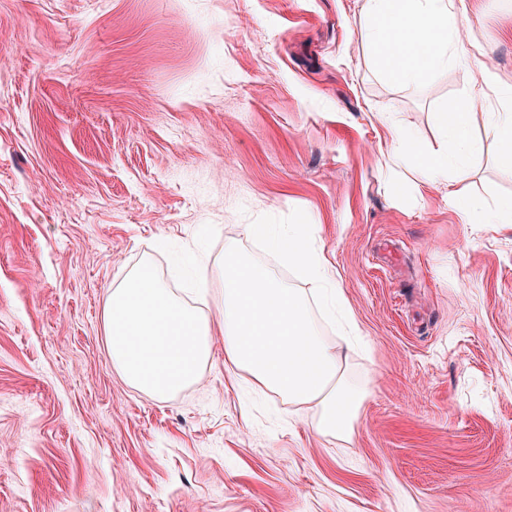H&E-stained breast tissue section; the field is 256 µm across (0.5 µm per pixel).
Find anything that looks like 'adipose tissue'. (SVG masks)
<instances>
[{
  "mask_svg": "<svg viewBox=\"0 0 512 512\" xmlns=\"http://www.w3.org/2000/svg\"><path fill=\"white\" fill-rule=\"evenodd\" d=\"M377 63L397 83L418 82L455 59V38L466 26L454 0H365ZM467 104L451 99L437 114L451 151L430 153L419 167L429 179L464 176L480 144L471 133ZM497 164L512 173V96L491 113ZM246 236L297 268L306 282L295 288L274 277L236 246L218 266L215 312L198 305L191 288L174 289L149 265L134 269L109 294L103 322L113 368L132 386L157 398L192 384L212 358L214 334L224 338V368L253 389L280 395L316 411L314 431L350 441L368 395L367 384L346 375L352 351L363 343L338 275L305 224H248ZM337 323L335 340L321 324Z\"/></svg>",
  "mask_w": 512,
  "mask_h": 512,
  "instance_id": "obj_1",
  "label": "adipose tissue"
}]
</instances>
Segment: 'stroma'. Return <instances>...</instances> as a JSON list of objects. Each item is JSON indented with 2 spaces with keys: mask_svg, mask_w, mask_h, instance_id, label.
Wrapping results in <instances>:
<instances>
[{
  "mask_svg": "<svg viewBox=\"0 0 512 512\" xmlns=\"http://www.w3.org/2000/svg\"><path fill=\"white\" fill-rule=\"evenodd\" d=\"M457 58L374 62L362 0H0V512H512V197L486 135L469 178L387 168L436 114L512 88V0H455ZM476 196L469 224L447 191ZM307 224L364 338L350 442L216 350L164 399L112 367L102 310L142 262L170 287L244 233ZM385 129L388 142L386 157L390 162H399L413 152L414 141L399 126L387 124Z\"/></svg>",
  "mask_w": 512,
  "mask_h": 512,
  "instance_id": "obj_1",
  "label": "stroma"
}]
</instances>
